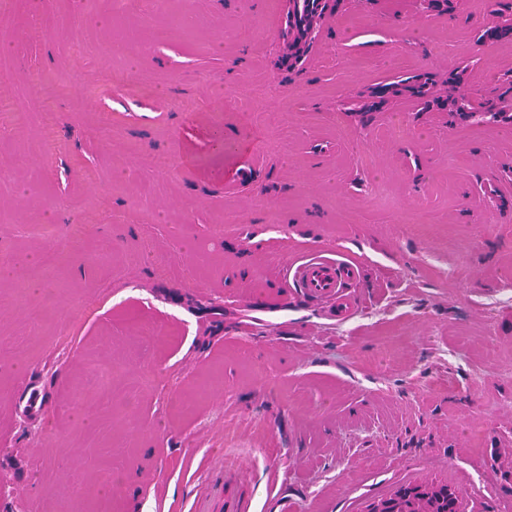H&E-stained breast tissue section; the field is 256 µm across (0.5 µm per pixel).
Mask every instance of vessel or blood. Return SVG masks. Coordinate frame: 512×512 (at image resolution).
Listing matches in <instances>:
<instances>
[{
    "instance_id": "1",
    "label": "vessel or blood",
    "mask_w": 512,
    "mask_h": 512,
    "mask_svg": "<svg viewBox=\"0 0 512 512\" xmlns=\"http://www.w3.org/2000/svg\"><path fill=\"white\" fill-rule=\"evenodd\" d=\"M358 274L354 262L319 252L296 257L286 277L292 287L322 301L329 316L347 320L358 309L353 290Z\"/></svg>"
}]
</instances>
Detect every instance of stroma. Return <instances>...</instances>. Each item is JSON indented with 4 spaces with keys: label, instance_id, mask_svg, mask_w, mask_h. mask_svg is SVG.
Listing matches in <instances>:
<instances>
[{
    "label": "stroma",
    "instance_id": "stroma-1",
    "mask_svg": "<svg viewBox=\"0 0 512 512\" xmlns=\"http://www.w3.org/2000/svg\"><path fill=\"white\" fill-rule=\"evenodd\" d=\"M283 9L0 0V512H512V120L447 106L512 8L345 0L299 70ZM303 248L360 265L351 319L284 292ZM453 501V505L445 512H465L458 498L449 492L403 491L395 497L373 506L368 512H438L443 504Z\"/></svg>",
    "mask_w": 512,
    "mask_h": 512
}]
</instances>
